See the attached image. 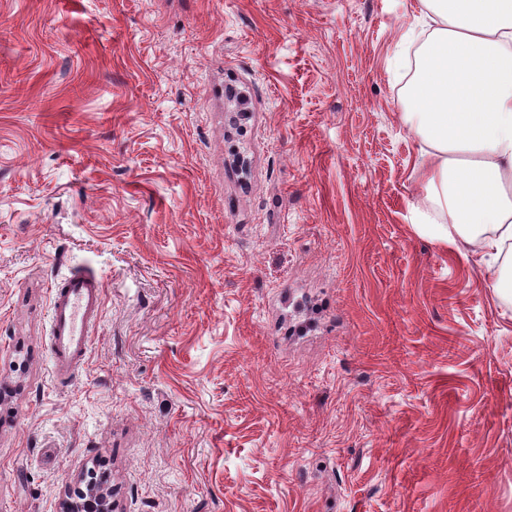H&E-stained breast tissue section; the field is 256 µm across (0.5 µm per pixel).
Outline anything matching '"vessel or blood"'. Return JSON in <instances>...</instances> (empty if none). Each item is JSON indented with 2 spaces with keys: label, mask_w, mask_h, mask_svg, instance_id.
<instances>
[{
  "label": "vessel or blood",
  "mask_w": 512,
  "mask_h": 512,
  "mask_svg": "<svg viewBox=\"0 0 512 512\" xmlns=\"http://www.w3.org/2000/svg\"><path fill=\"white\" fill-rule=\"evenodd\" d=\"M103 303L104 289L95 272L70 275L54 284L49 345L56 375L70 376L84 359Z\"/></svg>",
  "instance_id": "b4317fda"
}]
</instances>
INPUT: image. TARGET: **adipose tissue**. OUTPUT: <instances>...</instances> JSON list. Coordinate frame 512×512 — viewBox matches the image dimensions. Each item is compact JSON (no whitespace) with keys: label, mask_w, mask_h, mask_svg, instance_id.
<instances>
[{"label":"adipose tissue","mask_w":512,"mask_h":512,"mask_svg":"<svg viewBox=\"0 0 512 512\" xmlns=\"http://www.w3.org/2000/svg\"><path fill=\"white\" fill-rule=\"evenodd\" d=\"M429 28L404 120L425 185L421 231L479 253L512 299V0H417Z\"/></svg>","instance_id":"obj_1"}]
</instances>
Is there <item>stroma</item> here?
I'll return each instance as SVG.
<instances>
[{
    "label": "stroma",
    "instance_id": "35a3bbf8",
    "mask_svg": "<svg viewBox=\"0 0 512 512\" xmlns=\"http://www.w3.org/2000/svg\"><path fill=\"white\" fill-rule=\"evenodd\" d=\"M424 37L414 0H0V512L99 459L113 512H512V301L413 222ZM103 303L104 289L93 271L70 275L54 284L49 345L57 376H70L86 356Z\"/></svg>",
    "mask_w": 512,
    "mask_h": 512
}]
</instances>
